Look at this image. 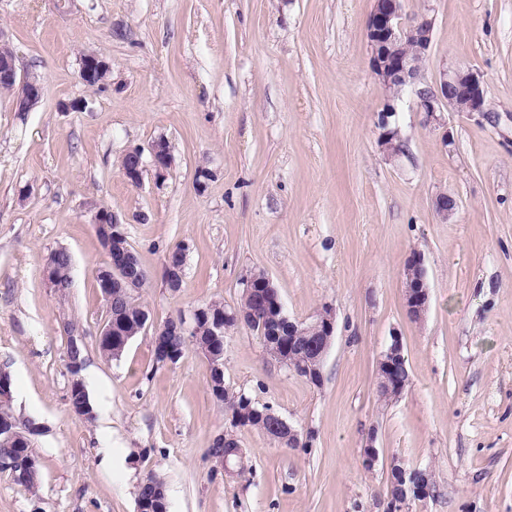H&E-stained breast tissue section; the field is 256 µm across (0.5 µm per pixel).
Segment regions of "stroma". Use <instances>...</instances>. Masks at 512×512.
I'll list each match as a JSON object with an SVG mask.
<instances>
[{
  "label": "stroma",
  "instance_id": "obj_1",
  "mask_svg": "<svg viewBox=\"0 0 512 512\" xmlns=\"http://www.w3.org/2000/svg\"><path fill=\"white\" fill-rule=\"evenodd\" d=\"M373 0H0V38L43 97L16 111L0 93V367L16 415L42 431L32 492L0 473V512H136L147 473L169 512H385L390 465L427 468L435 488L403 512H512V0H404L435 20L426 82L480 73L482 113L427 122L396 101L405 151L378 145L388 98L371 69ZM111 66L105 87L79 77L82 54ZM78 101L76 111L62 104ZM166 138L163 178L124 177L131 148ZM457 201L449 219L435 199ZM109 207L149 280L148 329L120 360L98 339L96 283L105 252L92 208ZM185 251L181 288L162 276ZM72 257V286L43 278L49 255ZM424 259L426 316L405 307L404 267ZM263 268L288 317L336 310L323 384L271 360L247 326L224 340V377L301 433L281 448L238 429L248 467L208 456L224 407L196 349L158 366L153 329L203 303L236 306ZM82 336V378L95 418L70 412L64 351ZM400 338L411 385L376 395V365ZM379 462L361 465L366 444Z\"/></svg>",
  "mask_w": 512,
  "mask_h": 512
}]
</instances>
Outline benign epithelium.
Masks as SVG:
<instances>
[{"label": "benign epithelium", "instance_id": "1", "mask_svg": "<svg viewBox=\"0 0 512 512\" xmlns=\"http://www.w3.org/2000/svg\"><path fill=\"white\" fill-rule=\"evenodd\" d=\"M434 19L426 15L411 21L403 16L402 0H374L373 8L367 22V40L371 49V67L377 80L390 92L388 103L381 118L378 144L389 159H394L404 152V140L397 127L391 125L388 118L396 112L394 100L402 90L409 88L416 97L419 111L427 118L437 121L439 113L448 108L453 112L482 113L486 111V89L478 73L470 69L455 68L444 70L436 82L430 86L421 74L422 63L431 47L433 39ZM108 63L93 53H85L81 58L80 78L88 82L96 75H103ZM12 85L14 106L18 112L31 111L42 98V85L35 78L23 76L18 72L13 54H0V84ZM131 160L123 168L125 178L133 184L142 181L145 171L143 152L137 148L130 151ZM152 165L156 175L161 177L173 162L168 142L157 139L150 145ZM92 224L95 233L103 243L107 255L106 268L99 276L100 292L105 301L107 319L101 330V336L112 339L119 325L118 316L112 315V309L118 308L112 295L114 288H127L134 293L143 286L141 276L135 273L134 251L130 246L113 250V233L124 228L109 208H96ZM413 267L407 274L415 276V285L406 291L407 312L417 321L422 318L429 307L430 291L421 253L411 256ZM202 308L193 309L189 315H183L174 323V333L179 336L200 335L199 325L203 320ZM307 323L321 329L319 340V357L326 356L330 339L334 336L336 316L329 305L322 307ZM65 366L70 377L69 388L76 390L82 397L79 413L87 416L93 413L88 391L81 372L84 360L67 354ZM272 417L274 427L288 433V442L292 446L302 445L300 432L273 411L267 412ZM0 432L12 442L18 444L29 435L40 432V426L28 425L25 429H17L12 421L0 422ZM428 469H412L410 491L418 497H426L431 492Z\"/></svg>", "mask_w": 512, "mask_h": 512}]
</instances>
